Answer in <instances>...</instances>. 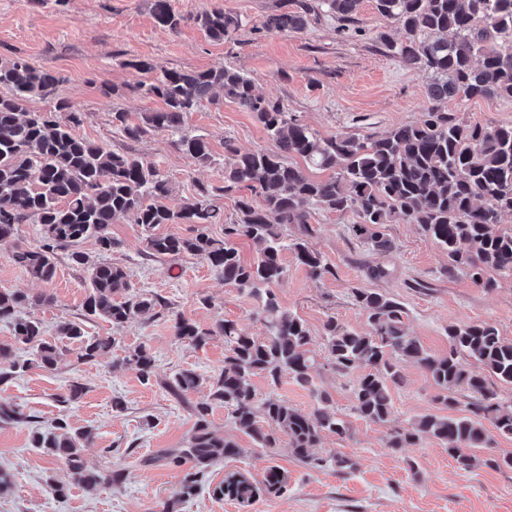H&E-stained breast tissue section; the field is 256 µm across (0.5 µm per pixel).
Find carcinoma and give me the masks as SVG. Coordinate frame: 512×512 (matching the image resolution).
Returning <instances> with one entry per match:
<instances>
[{
	"instance_id": "cac0c4a2",
	"label": "carcinoma",
	"mask_w": 512,
	"mask_h": 512,
	"mask_svg": "<svg viewBox=\"0 0 512 512\" xmlns=\"http://www.w3.org/2000/svg\"><path fill=\"white\" fill-rule=\"evenodd\" d=\"M361 2L298 0L299 9L269 16L264 27L299 32L316 10L348 25L355 21ZM375 7L403 31L400 40L381 36L388 54L432 75L427 90L430 107L421 122L400 124L380 136L323 137L282 103L259 94L251 79L226 66L164 69L140 86L159 99L162 108L145 113L135 124L123 112L112 113V123L126 138L138 141L151 133L169 132L178 136L177 144L196 165L205 167L213 161L210 146L188 134L186 125L219 89L224 98L252 113L273 140L270 150L247 152L224 142L222 185H199L196 196L177 210L166 204L171 186L154 164L81 136V114L66 101H57L50 112L28 108L33 99L55 96L57 75L22 58L0 59V89L8 90L0 93V241L14 237L17 225L30 221L41 225L44 237L40 248H17L16 264L49 282L56 275L55 252L68 251L72 263L89 273L86 313L122 326L155 310L159 299L129 292L123 267L95 261L79 245L93 238L101 252L112 251L110 226L131 218L146 232L151 256H199L224 281L259 300L258 315L266 329L262 338L233 321L201 329L181 314L173 319L176 338L202 348L222 336L226 348L224 370L210 385L208 398L190 405L194 424L188 446L162 448L149 459L186 467L180 502L197 495L216 462L243 452L233 436L221 438L211 430L209 416L216 404L231 413L235 428L259 448L272 453L283 446L313 467H354L346 457L328 461L310 453L323 432L343 438L349 426L330 397L317 391L309 328L284 309L271 290L288 273L280 258L284 250L291 251L314 280L333 274L324 256L307 242L313 232L311 207L352 215L353 234L378 252L394 249L388 224L397 218L417 224L448 253V271L464 270L484 288L495 287L487 270L512 272V233L499 229L502 217L512 216V125H466L448 111V99L459 95L512 99V0H375ZM153 14L159 25L177 29L169 0H154ZM197 23L220 42L239 29L241 20L214 9L197 16ZM299 159L305 166L297 163ZM308 167L330 175L316 179L307 173ZM218 195L235 199V218L224 224L222 239L208 232V226L220 220L212 204ZM163 224L197 228L194 235L179 237L158 233ZM288 224L299 225L302 235L285 237L282 228ZM240 238L261 246L249 263L236 246ZM352 298L370 330L358 331L330 316L323 323V336L326 358L337 372L364 368L352 388L353 410L368 422L387 423L392 390L403 383V362L420 368L437 388L439 404L454 410L452 415L419 417L391 433L387 447L408 448L433 438L448 447V456L461 471L482 465L512 469V456L479 455L491 440L484 422H490L498 435L512 437V404L500 401L493 387L496 382L512 385V342L489 323L450 325L448 354H432L408 332L407 312L400 302L363 288L352 289ZM30 301L22 291L0 290V319L13 320L16 342L30 346L37 363L51 370L61 348L45 336L39 321L17 316ZM57 332L75 343L79 358L86 361L107 354L116 343L113 336H90L83 324L72 321L61 324ZM471 360L481 372L468 369ZM122 364L137 371L145 383L158 379L153 355L143 345L127 351ZM256 375L273 387L289 376L316 392V407L304 412L274 394L256 404L251 383ZM164 384L184 400L202 384V377L193 369H182ZM462 393L467 397L464 403L459 399ZM89 438V432L71 429L64 419L52 430L36 428L30 435L32 447L62 460L75 482L94 487L120 480L118 471L103 474L86 466L82 442ZM286 487L285 473L270 465L260 481L242 474L225 477L213 495L247 507ZM176 502L164 504L161 512H175Z\"/></svg>"
}]
</instances>
